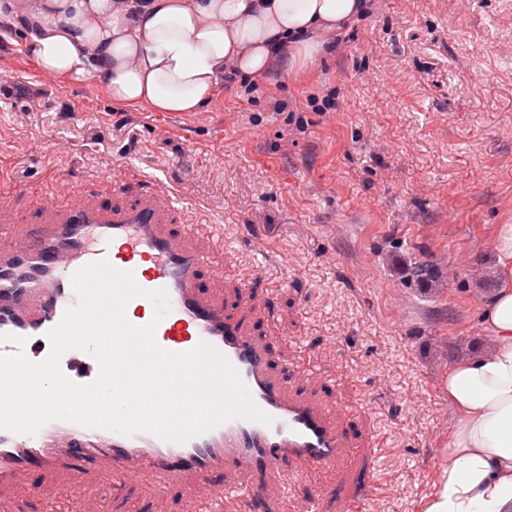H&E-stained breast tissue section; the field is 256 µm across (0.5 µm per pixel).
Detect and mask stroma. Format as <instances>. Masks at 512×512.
I'll list each match as a JSON object with an SVG mask.
<instances>
[{
	"label": "stroma",
	"mask_w": 512,
	"mask_h": 512,
	"mask_svg": "<svg viewBox=\"0 0 512 512\" xmlns=\"http://www.w3.org/2000/svg\"><path fill=\"white\" fill-rule=\"evenodd\" d=\"M242 96L228 84L198 112L113 103L91 81L43 75L22 34L0 41V215L45 188L70 196L104 174L160 183L185 220L209 225L204 287L238 295L262 275L274 366H314L305 389L356 446L379 437L392 492L373 512H422L448 446L450 367L489 350L478 318L505 282L496 225L512 223V0H374L325 60L275 67ZM333 111H322L324 102ZM283 103L274 111V103ZM430 268L427 276L415 266ZM349 457L293 492L289 512H339L363 489ZM63 498L66 475L0 487L13 512L32 483ZM98 475L82 512H188L203 490L119 495Z\"/></svg>",
	"instance_id": "obj_1"
}]
</instances>
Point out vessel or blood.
<instances>
[{"mask_svg": "<svg viewBox=\"0 0 512 512\" xmlns=\"http://www.w3.org/2000/svg\"><path fill=\"white\" fill-rule=\"evenodd\" d=\"M115 192L128 197V204L112 205ZM174 206L163 190L109 177L78 186L66 199L40 193L32 214L0 229V354L14 352L4 340L12 334L26 338L30 360H43L49 352L47 332L79 303L72 275L105 259L132 273L140 288L165 290L169 310L155 330L160 347L172 352L202 342L214 347L234 366L272 424L233 418L183 443L67 421L50 422L34 436L0 430V485L50 472L67 473L77 486L102 471L116 487L145 477L164 489L190 478L217 497L238 499L242 512H284L289 477L316 475L345 458V434L327 409L298 391L305 377L274 372L271 341L250 329L251 314L269 312V305L248 291L230 309L223 294L202 287L210 258L193 240L203 227L165 229ZM20 235L26 241L18 247L14 241ZM154 314L153 303L144 297L126 307L128 321L137 326L152 321ZM61 363L74 368L78 384L92 382L99 372L95 358L80 350L65 353ZM381 454L378 448L361 451L364 482L378 495L388 491L375 467ZM227 473L243 477V484L225 485Z\"/></svg>", "mask_w": 512, "mask_h": 512, "instance_id": "1", "label": "vessel or blood"}]
</instances>
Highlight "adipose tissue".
Returning <instances> with one entry per match:
<instances>
[{
	"label": "adipose tissue",
	"mask_w": 512,
	"mask_h": 512,
	"mask_svg": "<svg viewBox=\"0 0 512 512\" xmlns=\"http://www.w3.org/2000/svg\"><path fill=\"white\" fill-rule=\"evenodd\" d=\"M370 0H0L37 69L95 80L112 102L197 112L227 67L260 77L314 62ZM491 351L448 372V460L424 512H512V285L480 310Z\"/></svg>",
	"instance_id": "obj_1"
}]
</instances>
